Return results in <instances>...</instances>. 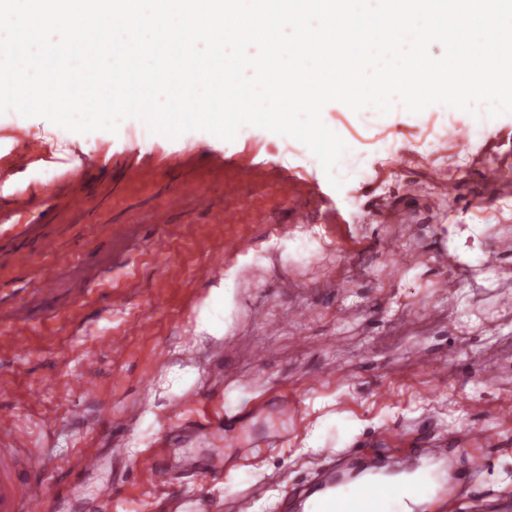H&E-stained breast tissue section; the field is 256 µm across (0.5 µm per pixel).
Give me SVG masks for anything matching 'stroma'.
Returning a JSON list of instances; mask_svg holds the SVG:
<instances>
[{"mask_svg":"<svg viewBox=\"0 0 512 512\" xmlns=\"http://www.w3.org/2000/svg\"><path fill=\"white\" fill-rule=\"evenodd\" d=\"M322 119L358 161L339 190L304 145L258 127L227 142L0 114V184L33 197L18 214L0 194V420L63 483L51 512H165L182 493L206 512L231 497L300 512L286 492L355 441L349 468L441 445L447 459L418 461L439 493L512 501V185L484 176L512 170V114L332 102ZM230 275L224 333L199 340L195 310ZM327 413L356 421L354 440L305 447ZM463 432L486 442L457 450ZM89 450L101 464L84 473Z\"/></svg>","mask_w":512,"mask_h":512,"instance_id":"obj_1","label":"stroma"}]
</instances>
